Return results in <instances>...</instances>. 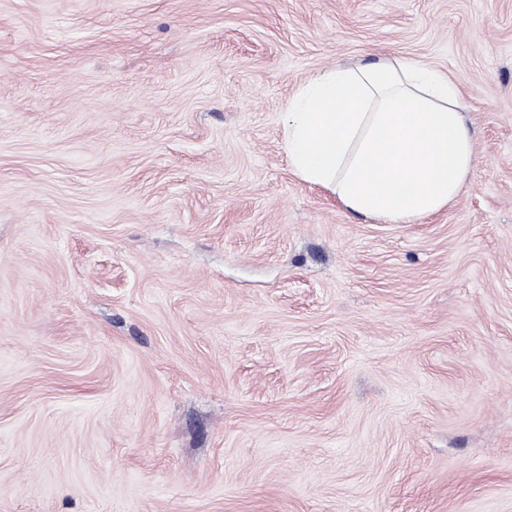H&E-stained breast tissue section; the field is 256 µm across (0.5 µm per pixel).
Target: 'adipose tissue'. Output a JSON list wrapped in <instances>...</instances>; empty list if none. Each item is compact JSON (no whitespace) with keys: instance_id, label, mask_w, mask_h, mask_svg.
<instances>
[{"instance_id":"adipose-tissue-1","label":"adipose tissue","mask_w":512,"mask_h":512,"mask_svg":"<svg viewBox=\"0 0 512 512\" xmlns=\"http://www.w3.org/2000/svg\"><path fill=\"white\" fill-rule=\"evenodd\" d=\"M282 143L298 180L389 224L445 210L477 161L458 83L407 57L308 78L288 100Z\"/></svg>"}]
</instances>
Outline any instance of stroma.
<instances>
[{"instance_id": "1", "label": "stroma", "mask_w": 512, "mask_h": 512, "mask_svg": "<svg viewBox=\"0 0 512 512\" xmlns=\"http://www.w3.org/2000/svg\"><path fill=\"white\" fill-rule=\"evenodd\" d=\"M387 56L476 136L414 224L282 148ZM0 512H512V0H0Z\"/></svg>"}]
</instances>
